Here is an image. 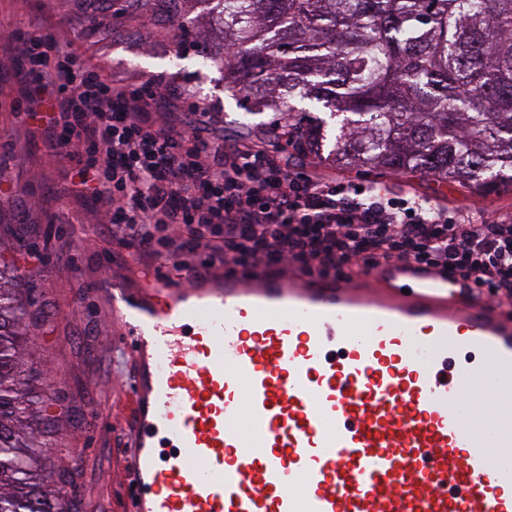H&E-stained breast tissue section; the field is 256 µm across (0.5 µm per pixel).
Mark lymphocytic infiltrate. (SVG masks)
<instances>
[{"instance_id":"obj_1","label":"lymphocytic infiltrate","mask_w":512,"mask_h":512,"mask_svg":"<svg viewBox=\"0 0 512 512\" xmlns=\"http://www.w3.org/2000/svg\"><path fill=\"white\" fill-rule=\"evenodd\" d=\"M31 121L70 165V192L98 210L107 239L163 251L180 271L223 263L348 277L358 263L412 261L487 289L512 308V220L296 175L248 147L225 148L193 113L173 124L162 82L140 87L87 69L70 42L28 22Z\"/></svg>"}]
</instances>
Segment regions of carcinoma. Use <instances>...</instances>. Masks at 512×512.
<instances>
[{
	"label": "carcinoma",
	"instance_id": "obj_1",
	"mask_svg": "<svg viewBox=\"0 0 512 512\" xmlns=\"http://www.w3.org/2000/svg\"><path fill=\"white\" fill-rule=\"evenodd\" d=\"M224 89L336 167L512 185V0H217ZM0 258V512H63L48 484L49 396L21 348L31 303Z\"/></svg>",
	"mask_w": 512,
	"mask_h": 512
}]
</instances>
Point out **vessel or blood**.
Here are the masks:
<instances>
[{
	"label": "vessel or blood",
	"instance_id": "b4317fda",
	"mask_svg": "<svg viewBox=\"0 0 512 512\" xmlns=\"http://www.w3.org/2000/svg\"><path fill=\"white\" fill-rule=\"evenodd\" d=\"M126 512H512V316L425 265L107 284Z\"/></svg>",
	"mask_w": 512,
	"mask_h": 512
}]
</instances>
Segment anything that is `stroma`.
Returning <instances> with one entry per match:
<instances>
[{"label": "stroma", "mask_w": 512, "mask_h": 512, "mask_svg": "<svg viewBox=\"0 0 512 512\" xmlns=\"http://www.w3.org/2000/svg\"><path fill=\"white\" fill-rule=\"evenodd\" d=\"M43 17V31L71 41L87 64L112 79L137 84L164 78L170 96L190 90L208 113L209 135L225 145L260 143L292 172L330 181L373 185L391 196H420L454 212L512 219V191H470L419 174H390L312 165L284 142L262 137L280 113L250 114L224 90L221 63L204 62L200 50H224L207 0H0V241L26 281L38 311L31 328L33 372L48 384L60 428L50 454L70 468L62 484L70 512H123L121 470L130 453L131 427L120 402L136 365L114 334L111 302L100 293L107 280L136 287L164 257L125 243L112 244V262L100 267L102 237L83 238L82 226H99L92 206L67 190V160L46 161L48 139L25 121L28 63L22 55L27 22Z\"/></svg>", "instance_id": "stroma-1"}]
</instances>
